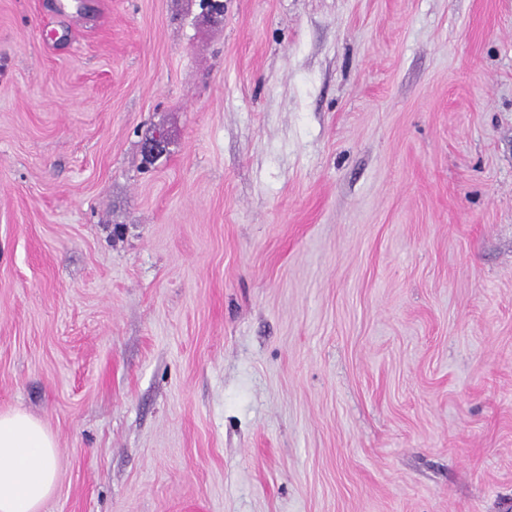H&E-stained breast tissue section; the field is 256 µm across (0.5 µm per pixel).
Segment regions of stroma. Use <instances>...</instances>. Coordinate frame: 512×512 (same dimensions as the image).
Masks as SVG:
<instances>
[{
    "label": "stroma",
    "instance_id": "stroma-1",
    "mask_svg": "<svg viewBox=\"0 0 512 512\" xmlns=\"http://www.w3.org/2000/svg\"><path fill=\"white\" fill-rule=\"evenodd\" d=\"M15 408L40 512H512V0H0Z\"/></svg>",
    "mask_w": 512,
    "mask_h": 512
}]
</instances>
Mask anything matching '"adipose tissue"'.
I'll return each mask as SVG.
<instances>
[{"label":"adipose tissue","mask_w":512,"mask_h":512,"mask_svg":"<svg viewBox=\"0 0 512 512\" xmlns=\"http://www.w3.org/2000/svg\"><path fill=\"white\" fill-rule=\"evenodd\" d=\"M56 444L25 411L0 413V512H40L57 487Z\"/></svg>","instance_id":"1"}]
</instances>
